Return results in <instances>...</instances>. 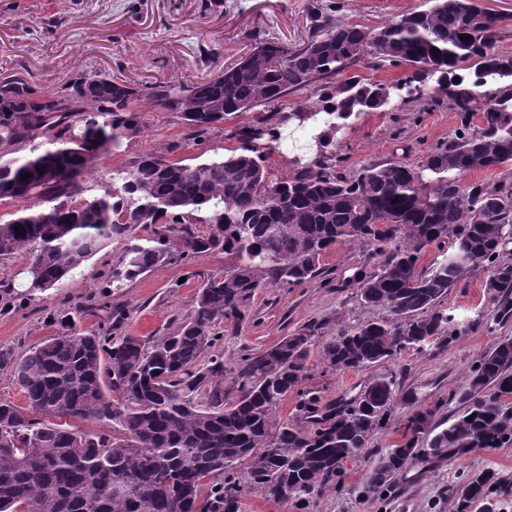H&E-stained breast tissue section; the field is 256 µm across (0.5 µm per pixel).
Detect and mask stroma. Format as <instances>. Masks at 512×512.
I'll return each instance as SVG.
<instances>
[{"label":"stroma","instance_id":"obj_1","mask_svg":"<svg viewBox=\"0 0 512 512\" xmlns=\"http://www.w3.org/2000/svg\"><path fill=\"white\" fill-rule=\"evenodd\" d=\"M314 0H0V82L20 80L44 93L63 91L80 77L109 75L149 86L176 82L192 86L213 79L225 65L251 48L253 39L275 37L289 47L300 46L310 35L308 8ZM339 16L348 23L381 25L403 13L423 8L425 0H340ZM325 81L287 94L277 106L280 145L266 161L272 176L292 172L317 153L309 127L292 119L298 104H315L329 92ZM134 109L141 130L95 161L81 179L79 199L101 194L112 186L115 173L130 168L145 152L166 155L188 164L221 156L237 147L239 126L265 116V109L228 116L204 142L193 140L178 113L155 107L148 100ZM460 121L448 108L445 95L389 104L343 120L330 144L345 176H357L367 165L391 158L418 167L423 158L453 136ZM124 242H111L63 287L44 293L28 292V253L0 258V349L21 355L45 339L58 335L59 316H78L82 330L96 328L103 307L124 311L121 334L152 341L178 329L190 318L201 283L223 273L230 262L223 253L194 255L147 272L116 288L111 274L120 263ZM322 274L308 285L261 289L240 326L220 324L218 348L224 355V392L235 396L233 370L241 356L271 347L284 336L317 326L318 342L335 336L342 325L363 320L353 278L359 271L377 269L370 247L339 244L320 261ZM488 273L471 271L462 286L449 290L442 306L457 323L452 337L431 343L424 351L403 350L388 363L401 392H415L420 406L454 399L466 383L471 366L497 342L512 338V320H494V301L484 284ZM379 372L325 369L310 356L309 372L301 388L325 402L354 397ZM370 463L346 461L338 490L320 495L314 512H458L457 488L476 472L491 473L486 487L496 512H512V444L475 449L443 460H418L396 478L386 499L362 496Z\"/></svg>","mask_w":512,"mask_h":512}]
</instances>
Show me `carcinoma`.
Instances as JSON below:
<instances>
[{
  "label": "carcinoma",
  "instance_id": "obj_1",
  "mask_svg": "<svg viewBox=\"0 0 512 512\" xmlns=\"http://www.w3.org/2000/svg\"><path fill=\"white\" fill-rule=\"evenodd\" d=\"M426 2L377 28L336 19L332 4L313 5L312 32L300 48L260 39L223 75L190 87L140 88L98 75L36 106L26 83L0 91V199L19 203L0 224V256L30 254L29 291L61 287L114 240L131 241L112 270L118 288L176 256L222 251L235 260L201 285L193 315L171 336H114L124 320L119 311L96 332L65 314L60 335L21 356L0 351V372L10 373L26 400L22 410L0 399V512H238L252 486L311 512L314 498L336 488L344 462L370 452L397 401L396 375L380 373L356 396L324 404L297 390L310 357L312 336L304 332L242 356L238 395L227 398L215 329L242 324L251 299L269 284L295 288L322 275L320 258L332 245L361 243L379 257L355 284L363 307L386 315L339 327L319 354L329 370L386 364L453 335L454 319L440 303L478 268L489 272L493 318L512 319V261L503 258L512 242V184L462 182L465 172L512 161V82H497L505 72L512 79V54L497 49L512 17L490 16L471 0ZM365 55L377 66L432 69L437 91L457 112L454 136L417 169L386 160L347 178L336 170V154L322 150L273 178L265 168L276 141L270 115L242 127L240 145L227 155L187 165L147 152L89 206L67 203L95 160L140 132L132 104L143 97L180 113L200 137L228 115L334 79ZM418 81L416 73L392 85L350 79L288 118L312 123L321 142L352 105L379 109L383 90ZM479 112L487 125L472 131ZM198 212L206 213L203 232L191 225ZM165 217L170 222L160 223ZM141 228L151 233L136 236ZM460 247L465 264L455 258ZM433 248L440 254L425 269L420 260ZM293 391L302 425L275 417ZM511 396L507 338L471 367L448 419H435V407L412 410L400 441L377 453L362 493L389 491L417 458L512 442ZM77 420H95L100 429H82ZM241 465L242 483L233 477ZM477 481L457 489L460 506L478 498Z\"/></svg>",
  "mask_w": 512,
  "mask_h": 512
}]
</instances>
